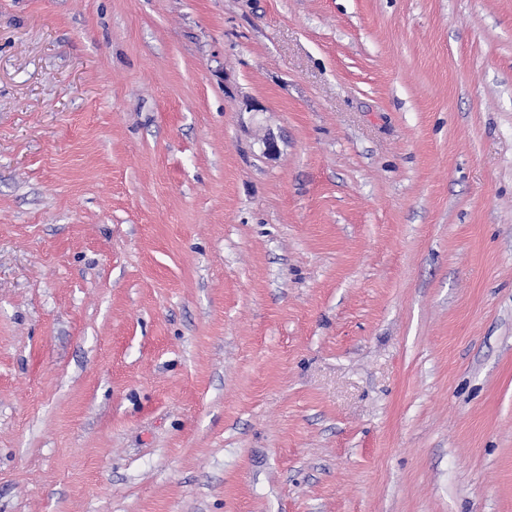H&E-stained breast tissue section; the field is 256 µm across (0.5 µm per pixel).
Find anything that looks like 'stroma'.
<instances>
[{
  "mask_svg": "<svg viewBox=\"0 0 512 512\" xmlns=\"http://www.w3.org/2000/svg\"><path fill=\"white\" fill-rule=\"evenodd\" d=\"M0 512H512V0H0Z\"/></svg>",
  "mask_w": 512,
  "mask_h": 512,
  "instance_id": "1",
  "label": "stroma"
}]
</instances>
